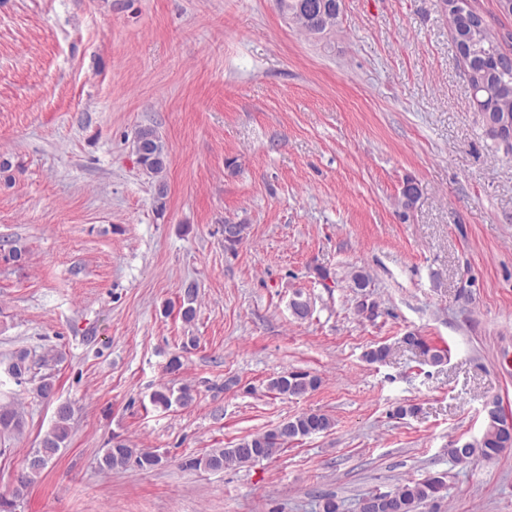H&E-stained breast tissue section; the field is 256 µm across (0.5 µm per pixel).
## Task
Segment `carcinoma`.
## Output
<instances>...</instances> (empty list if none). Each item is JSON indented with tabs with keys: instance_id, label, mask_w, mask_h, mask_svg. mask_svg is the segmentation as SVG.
I'll return each instance as SVG.
<instances>
[{
	"instance_id": "cac0c4a2",
	"label": "carcinoma",
	"mask_w": 512,
	"mask_h": 512,
	"mask_svg": "<svg viewBox=\"0 0 512 512\" xmlns=\"http://www.w3.org/2000/svg\"><path fill=\"white\" fill-rule=\"evenodd\" d=\"M279 11L291 17L293 22L309 35H320L336 27L339 16L336 15V0H276ZM467 71L481 75V86L477 88L480 102L491 104L492 111L502 118L512 119V63L508 62L500 51L498 38L490 28L482 26L475 34ZM135 142L142 143L136 150L139 163L146 174L155 183L156 198L161 201L167 194V185L163 177L168 164V148L158 132L152 127H141L135 132ZM197 291L188 287L184 291L181 317L191 321L196 313L194 303ZM30 371L27 354L17 352L7 367V373L19 381ZM320 385L317 376L307 372H290L274 378L268 388L279 395L295 397L316 390ZM193 400L192 390L185 386L179 394L163 388L153 394V402L166 409L174 404L185 406ZM74 414L69 402L56 407L55 422L52 428L41 438L35 453L40 462L29 463L30 456H25L17 478L14 497L20 498L42 476L48 465L59 451L66 447L70 436V421ZM499 417H492L486 425L482 437L474 442L456 440L448 446V456L456 462H466L476 456L491 459L498 456L512 445V434L501 428ZM333 425L332 419L318 412H304L287 419L274 429L247 436L239 440L235 448H213L207 453L189 458L183 466L189 469L222 471L232 466H242L258 462L264 456V449L288 447V441L302 440L306 437L328 431ZM23 412L16 408L0 406V435H11L23 431ZM162 463V456L140 448H130L126 443L117 441L105 450L99 460L103 470L112 471L136 466L152 469ZM446 484L442 476H430L423 480H407L389 491L391 500L381 504L375 512H417L420 505L434 501L443 496Z\"/></svg>"
}]
</instances>
